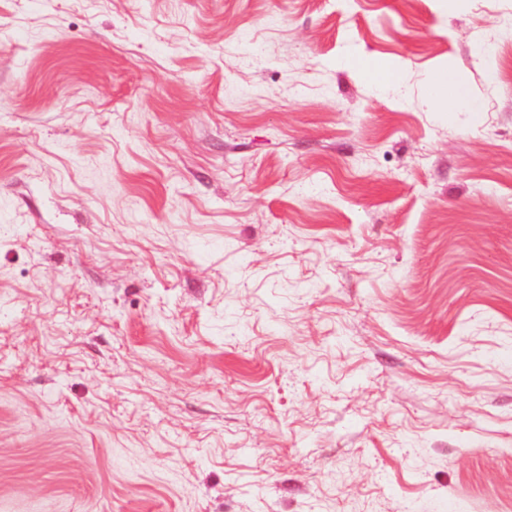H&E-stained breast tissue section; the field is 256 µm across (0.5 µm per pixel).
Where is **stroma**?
<instances>
[{
	"label": "stroma",
	"mask_w": 512,
	"mask_h": 512,
	"mask_svg": "<svg viewBox=\"0 0 512 512\" xmlns=\"http://www.w3.org/2000/svg\"><path fill=\"white\" fill-rule=\"evenodd\" d=\"M507 19L0 0V512H512ZM341 65L360 69L364 80L372 87L395 89L400 85L398 70L369 55L354 53L344 57Z\"/></svg>",
	"instance_id": "stroma-1"
}]
</instances>
